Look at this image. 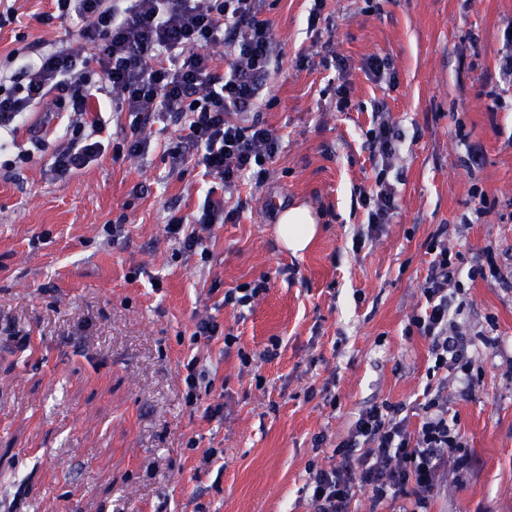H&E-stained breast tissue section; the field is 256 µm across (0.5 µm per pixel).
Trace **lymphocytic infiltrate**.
Returning a JSON list of instances; mask_svg holds the SVG:
<instances>
[{"label":"lymphocytic infiltrate","instance_id":"f902f5d3","mask_svg":"<svg viewBox=\"0 0 512 512\" xmlns=\"http://www.w3.org/2000/svg\"><path fill=\"white\" fill-rule=\"evenodd\" d=\"M54 9L37 22L75 20V40L33 42V58L21 75L0 73V134L17 136L26 114L64 113L56 145L32 136L33 150L0 164L12 174L50 151L51 171L63 179L96 161L108 130L106 110L130 116L129 131L112 147L114 158L138 156L148 125L179 124V144L198 155L210 179L204 204L191 215H171L165 226L181 253L195 254L212 225L235 218L224 197L240 181L263 183L280 139L262 120L244 126L237 114L250 111L270 74L276 43L259 0H53ZM228 51V70L214 68L215 51ZM400 140L398 129L378 117L367 132L375 186L361 192L367 230L390 223L398 204L387 179ZM432 254L421 288L423 303L410 324L429 343V375L453 370L470 389L474 359L469 342L453 333L457 314L450 290L459 274L458 257L448 248V230L439 228L427 242ZM415 430L402 419V406L388 402L362 410L346 440L333 450L329 467H310L305 495L312 512H352L359 493L370 495V512H431L448 484L470 469L467 443L448 417L441 389L425 387Z\"/></svg>","mask_w":512,"mask_h":512}]
</instances>
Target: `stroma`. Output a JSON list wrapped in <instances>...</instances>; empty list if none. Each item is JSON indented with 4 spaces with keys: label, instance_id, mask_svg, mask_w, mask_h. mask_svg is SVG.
<instances>
[{
    "label": "stroma",
    "instance_id": "stroma-1",
    "mask_svg": "<svg viewBox=\"0 0 512 512\" xmlns=\"http://www.w3.org/2000/svg\"><path fill=\"white\" fill-rule=\"evenodd\" d=\"M312 6L264 2L279 57L260 116L282 148L262 186L225 199L240 217L213 227L207 261L179 256L164 231L170 212L191 214L206 192L200 168L168 151L177 126L153 128L141 156L116 162L107 150L64 180L42 158L0 179V327L32 338L25 353L0 342V512H309V465H329L371 405H403L417 424L429 382L474 459L434 512H512V79L499 71L512 0H324L313 25ZM14 8L17 22L0 27L11 75L28 43L77 28L35 21L50 0ZM373 54L390 58L395 83L367 78ZM380 105L403 133L398 210L356 252ZM295 205L320 226L300 256L276 235ZM121 219L128 235L110 243L104 227ZM443 224L460 255L454 330L478 367L465 393L455 378H427L428 343L409 328L426 242ZM476 266L485 277L471 278ZM261 277L269 289L250 311L224 307L225 290ZM207 315L237 347L194 342ZM274 338L278 358L242 366L240 353ZM192 354L215 373L196 412L179 368ZM210 448L222 455L207 464Z\"/></svg>",
    "mask_w": 512,
    "mask_h": 512
}]
</instances>
